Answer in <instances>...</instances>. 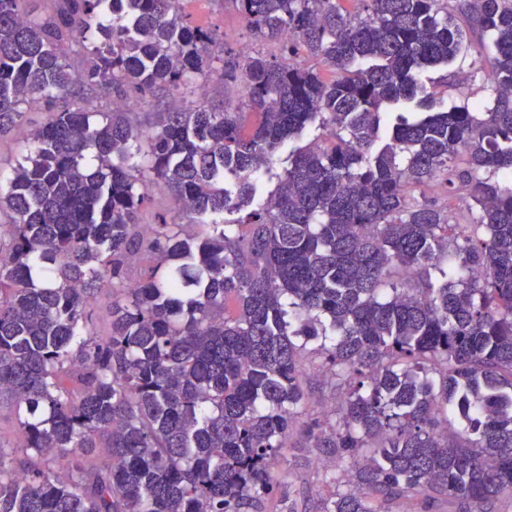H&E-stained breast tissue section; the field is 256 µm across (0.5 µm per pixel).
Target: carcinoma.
<instances>
[{
  "label": "carcinoma",
  "instance_id": "cac0c4a2",
  "mask_svg": "<svg viewBox=\"0 0 512 512\" xmlns=\"http://www.w3.org/2000/svg\"><path fill=\"white\" fill-rule=\"evenodd\" d=\"M234 2L277 54L173 0H0V136L36 100H106L49 113L0 184V512H307L273 477L299 430L336 460L315 512H493L512 494V0ZM470 49L487 100L396 111ZM217 69L238 103L148 127L118 107ZM317 120L327 138L252 208ZM156 186L175 211L142 224ZM311 373L333 400L315 417ZM323 137V130L318 126H312L307 128L303 134L294 140L287 142L276 152L277 163L272 170L271 175L262 174L257 179V194L255 197V203H263L264 200L271 194L276 188L278 179L275 174H281L285 168L288 167V154L297 146H303L316 138Z\"/></svg>",
  "mask_w": 512,
  "mask_h": 512
}]
</instances>
